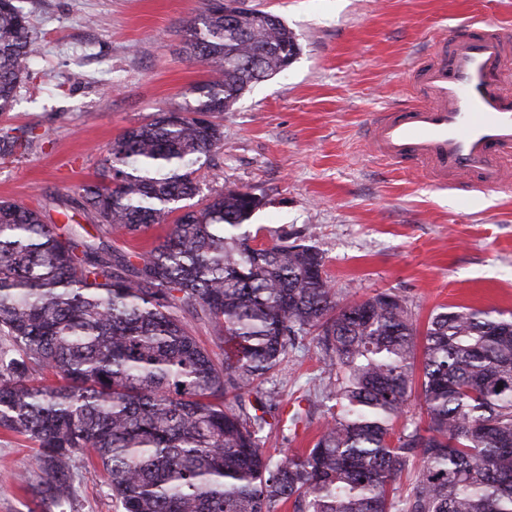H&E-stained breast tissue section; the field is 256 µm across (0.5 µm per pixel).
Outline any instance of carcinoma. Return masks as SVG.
Masks as SVG:
<instances>
[{
  "instance_id": "cac0c4a2",
  "label": "carcinoma",
  "mask_w": 512,
  "mask_h": 512,
  "mask_svg": "<svg viewBox=\"0 0 512 512\" xmlns=\"http://www.w3.org/2000/svg\"><path fill=\"white\" fill-rule=\"evenodd\" d=\"M183 40L212 74L114 140L100 181L78 188L96 234L0 200V430L37 445L13 480L43 512L74 503L81 460L121 512H512V321L446 307L420 344L398 295L341 303L314 247L252 245L242 189L194 208L197 167L224 140L218 118L300 43L244 0H207ZM35 57L26 14L0 0V112ZM176 211L149 250L107 244ZM189 316L214 328L224 359ZM306 336L330 419L313 447L274 463L260 384ZM419 350L427 424L397 430ZM187 327L192 336H195L200 345L207 349L215 359L224 358V344L219 342L212 326L188 318Z\"/></svg>"
}]
</instances>
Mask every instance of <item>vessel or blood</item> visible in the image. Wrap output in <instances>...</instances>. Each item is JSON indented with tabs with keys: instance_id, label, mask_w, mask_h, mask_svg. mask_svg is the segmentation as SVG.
<instances>
[{
	"instance_id": "b4317fda",
	"label": "vessel or blood",
	"mask_w": 512,
	"mask_h": 512,
	"mask_svg": "<svg viewBox=\"0 0 512 512\" xmlns=\"http://www.w3.org/2000/svg\"><path fill=\"white\" fill-rule=\"evenodd\" d=\"M509 68L512 42L499 31L487 26L454 33L417 67V101L369 121L377 156L454 186L512 184V170L501 163L512 156V96L501 87Z\"/></svg>"
}]
</instances>
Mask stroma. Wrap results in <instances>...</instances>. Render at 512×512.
<instances>
[{"label": "stroma", "mask_w": 512, "mask_h": 512, "mask_svg": "<svg viewBox=\"0 0 512 512\" xmlns=\"http://www.w3.org/2000/svg\"><path fill=\"white\" fill-rule=\"evenodd\" d=\"M279 15L301 44L282 72L224 113V140L196 173L202 195L236 186L264 197L250 229L316 246L337 300L381 291L404 298L418 330L442 306L512 317V189L434 188L373 156L365 124L407 103L409 74L459 26L483 20L512 37V0H249ZM38 58L0 141L34 128L25 149L0 153V198L64 224L78 187L96 181L126 129L183 102L210 68L183 50L182 30L206 0H18ZM328 382L311 340L290 350L261 389L273 415L300 402L262 448L273 460L311 447L329 414ZM34 445L0 432V512H33L12 474ZM75 512H117L101 470L79 466Z\"/></svg>", "instance_id": "stroma-1"}]
</instances>
